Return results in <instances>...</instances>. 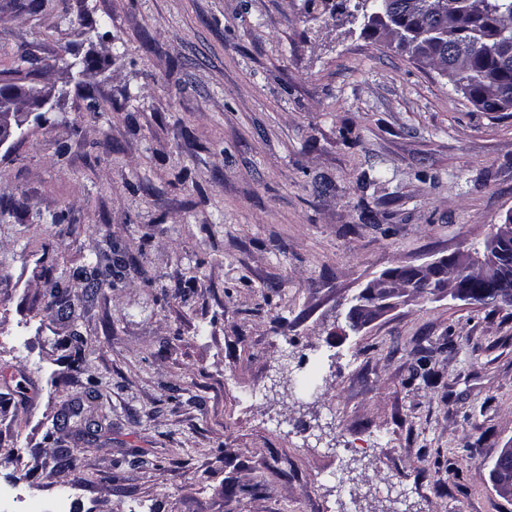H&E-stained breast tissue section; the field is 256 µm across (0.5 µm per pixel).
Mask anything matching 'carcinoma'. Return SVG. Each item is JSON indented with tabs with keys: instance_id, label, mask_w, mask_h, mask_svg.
Here are the masks:
<instances>
[{
	"instance_id": "carcinoma-1",
	"label": "carcinoma",
	"mask_w": 512,
	"mask_h": 512,
	"mask_svg": "<svg viewBox=\"0 0 512 512\" xmlns=\"http://www.w3.org/2000/svg\"><path fill=\"white\" fill-rule=\"evenodd\" d=\"M387 0H357L353 10L367 20L364 30L372 31L370 24L377 14L387 11ZM397 25L410 29L425 15V0H396ZM448 19L459 22L456 34L448 39V47L431 45L438 63L448 62L453 56L457 69L453 78L455 86L469 90L482 98V109L497 111L495 95L512 96V0H473L470 11L462 13L458 0H448ZM498 27L505 31L502 40H488L484 31ZM109 275L119 277L131 268L127 251L113 246Z\"/></svg>"
}]
</instances>
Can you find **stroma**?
<instances>
[{"label": "stroma", "mask_w": 512, "mask_h": 512, "mask_svg": "<svg viewBox=\"0 0 512 512\" xmlns=\"http://www.w3.org/2000/svg\"><path fill=\"white\" fill-rule=\"evenodd\" d=\"M337 2L0 0V83L50 92L0 146V512H512V308L347 327L483 252L512 110ZM112 252V265L108 267V275H104L103 272H100L97 268L93 270L92 274H89L85 269H76L73 273L74 276L77 277H85L86 280L89 281V285L91 287H99L102 286L103 282L98 281V276H112L119 277L122 276L123 272L127 269L131 268V263L129 262V257L127 256V251L125 248H121L111 245Z\"/></svg>", "instance_id": "1"}]
</instances>
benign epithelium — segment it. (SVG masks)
Instances as JSON below:
<instances>
[{
  "label": "benign epithelium",
  "instance_id": "7a95c632",
  "mask_svg": "<svg viewBox=\"0 0 512 512\" xmlns=\"http://www.w3.org/2000/svg\"><path fill=\"white\" fill-rule=\"evenodd\" d=\"M448 37L441 26L425 25L419 30H409L399 39L397 47L417 60L427 58L430 44ZM46 101L20 82L11 83L8 93L0 95V146L13 134L12 121L16 120L26 105ZM512 244V215L504 223L495 225L481 256L471 253H454L423 265H411L414 277L406 281L394 271H387L369 281L354 305L355 316L350 327L359 329L385 314L402 297L423 298L428 295L450 294L467 300L463 286L472 280L492 283L489 294L498 301L512 299V264L504 259V248Z\"/></svg>",
  "mask_w": 512,
  "mask_h": 512
}]
</instances>
